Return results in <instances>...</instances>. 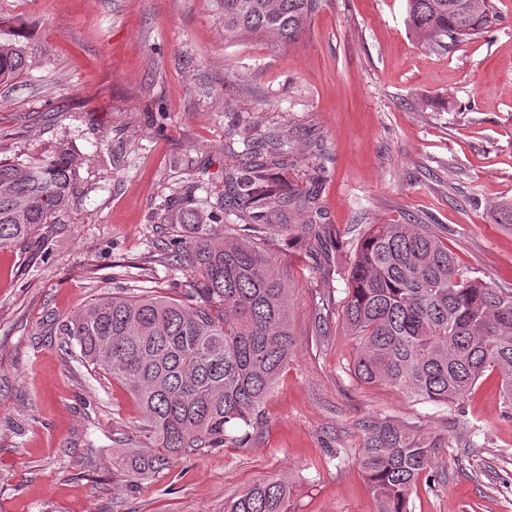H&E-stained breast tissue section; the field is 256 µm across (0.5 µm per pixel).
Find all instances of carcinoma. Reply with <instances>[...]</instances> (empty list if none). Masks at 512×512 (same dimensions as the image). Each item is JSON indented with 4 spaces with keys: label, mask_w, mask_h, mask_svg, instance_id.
Returning a JSON list of instances; mask_svg holds the SVG:
<instances>
[{
    "label": "carcinoma",
    "mask_w": 512,
    "mask_h": 512,
    "mask_svg": "<svg viewBox=\"0 0 512 512\" xmlns=\"http://www.w3.org/2000/svg\"><path fill=\"white\" fill-rule=\"evenodd\" d=\"M314 0H224V34L296 40ZM416 39L443 47L487 32L491 0H406ZM27 46L0 27V84L28 68ZM243 149L226 146L235 165L224 170V238L192 245L191 303L147 292L95 299L63 335L82 361L119 381L143 416L155 453L129 461L134 477L162 469L188 448L242 446L288 365L296 340L290 288L270 265L265 243L280 232L327 258L346 233L320 223L319 191H293L283 177L289 132L266 134L243 120ZM80 164L65 150L0 161V249L25 241L40 224H56L77 195ZM302 215L304 223L293 224ZM342 305L357 343L355 377L432 402L456 406L488 370L505 382L512 408V289L464 275L441 237L422 224H369L352 242ZM360 459L379 512H409L419 481L436 480L441 439L392 418L363 423ZM290 483L260 482L224 512H291Z\"/></svg>",
    "instance_id": "carcinoma-1"
}]
</instances>
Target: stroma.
Here are the masks:
<instances>
[{
	"instance_id": "35a3bbf8",
	"label": "stroma",
	"mask_w": 512,
	"mask_h": 512,
	"mask_svg": "<svg viewBox=\"0 0 512 512\" xmlns=\"http://www.w3.org/2000/svg\"><path fill=\"white\" fill-rule=\"evenodd\" d=\"M492 4L495 28L437 51L409 33L405 0H316L290 43L225 36L220 0H0L32 60L0 84V160L81 159L61 223L0 250V512H224L275 476L292 480L291 512H377L359 465L375 417L445 439L444 474L417 484L411 512H512L499 372L453 408L359 382L346 283L287 236L268 250L296 348L244 446L129 479L140 409L61 334L104 294L185 298L173 255L223 233L226 147L247 116L292 132L288 183L317 177L323 223L430 225L461 270L512 289V224L495 221L512 200V0ZM182 208L197 222L171 223Z\"/></svg>"
}]
</instances>
